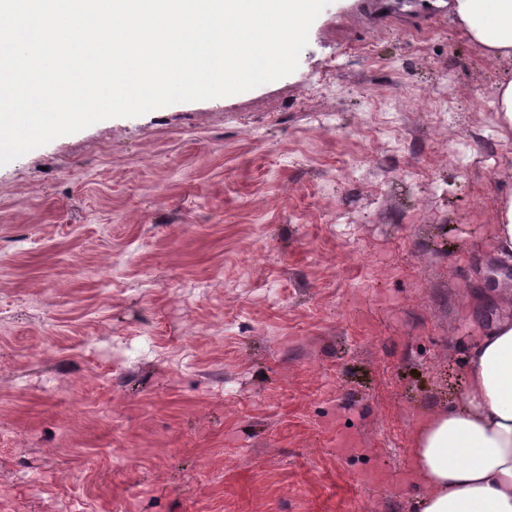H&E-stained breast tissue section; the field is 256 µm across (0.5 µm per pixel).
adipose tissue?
Masks as SVG:
<instances>
[{
  "label": "adipose tissue",
  "instance_id": "adipose-tissue-1",
  "mask_svg": "<svg viewBox=\"0 0 512 512\" xmlns=\"http://www.w3.org/2000/svg\"><path fill=\"white\" fill-rule=\"evenodd\" d=\"M465 37L506 61L495 120L512 137V0H452ZM478 306H508L469 345L457 400L429 412L410 436L420 512H512V289H475Z\"/></svg>",
  "mask_w": 512,
  "mask_h": 512
}]
</instances>
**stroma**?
<instances>
[{
    "instance_id": "35a3bbf8",
    "label": "stroma",
    "mask_w": 512,
    "mask_h": 512,
    "mask_svg": "<svg viewBox=\"0 0 512 512\" xmlns=\"http://www.w3.org/2000/svg\"><path fill=\"white\" fill-rule=\"evenodd\" d=\"M364 2L283 79L0 167V512H417L512 140L435 0Z\"/></svg>"
}]
</instances>
